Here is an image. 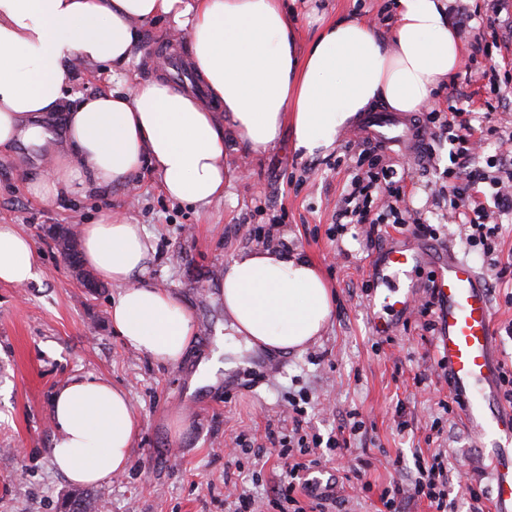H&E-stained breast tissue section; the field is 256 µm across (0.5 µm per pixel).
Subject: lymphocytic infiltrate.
<instances>
[{
    "mask_svg": "<svg viewBox=\"0 0 512 512\" xmlns=\"http://www.w3.org/2000/svg\"><path fill=\"white\" fill-rule=\"evenodd\" d=\"M468 114L466 97L453 88L448 93L447 111H429L424 115L426 123L433 128L434 136L447 139L451 146L449 160L452 167L448 174L452 177L457 174V164L469 160L473 154L472 125ZM361 151L367 155L370 169L352 181L350 191L344 196L340 210L342 221L337 224V231H344L349 222L372 227L409 223L413 215L410 208L402 204L397 169L389 164L379 147L366 142ZM498 171V176L489 180L493 189V208L474 205L472 191L480 177L471 174L465 183L455 186L448 200V209L451 218L461 220L469 248L480 250L490 268L495 269L497 278L501 279L506 271L501 268L497 256V242L502 237L498 219L512 214V144L500 156ZM347 447V437L325 439L315 433L310 441L298 442L293 448H280L278 454L285 460L286 474L275 485L269 506L277 507L285 501L291 504L293 512H306L296 496V489L307 484L311 455L322 449L339 454ZM413 459L414 470L409 482L394 485L384 492L383 512H401L403 503L422 498L428 500L436 512H448L452 484L448 476L447 455L438 450L427 456L414 454Z\"/></svg>",
    "mask_w": 512,
    "mask_h": 512,
    "instance_id": "1",
    "label": "lymphocytic infiltrate"
}]
</instances>
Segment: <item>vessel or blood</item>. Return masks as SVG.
I'll use <instances>...</instances> for the list:
<instances>
[{"instance_id": "vessel-or-blood-1", "label": "vessel or blood", "mask_w": 512, "mask_h": 512, "mask_svg": "<svg viewBox=\"0 0 512 512\" xmlns=\"http://www.w3.org/2000/svg\"><path fill=\"white\" fill-rule=\"evenodd\" d=\"M364 135L404 150L416 142L413 129L380 113L369 117ZM425 266L433 270L429 287L438 306V360L448 370V386L461 404L473 446L489 451L493 459L486 471L493 512H512V405L498 394L493 308L485 276L453 247H434L399 233L371 264L373 329L380 336L391 334L394 317L405 315L418 294L414 274Z\"/></svg>"}]
</instances>
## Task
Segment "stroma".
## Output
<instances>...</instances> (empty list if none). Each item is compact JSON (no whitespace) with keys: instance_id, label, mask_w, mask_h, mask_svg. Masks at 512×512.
I'll list each match as a JSON object with an SVG mask.
<instances>
[{"instance_id":"35a3bbf8","label":"stroma","mask_w":512,"mask_h":512,"mask_svg":"<svg viewBox=\"0 0 512 512\" xmlns=\"http://www.w3.org/2000/svg\"><path fill=\"white\" fill-rule=\"evenodd\" d=\"M293 19L299 45H307L327 22L356 17L384 36L395 24L394 0H282ZM141 56L125 77L113 78L108 65L72 61L67 67L71 92L93 96L159 75L152 44L185 52L168 21L141 26ZM499 36L502 52L487 56L461 32L464 58L472 63L471 81L459 89L470 97L473 125H480L492 73L512 74V28ZM291 127L279 141L255 153L237 140H224L227 171L223 197L197 210L171 199L152 165H144L121 184L88 185L78 195L43 200L27 182L41 172L27 155L0 159V224H14L32 241L37 279L18 288L0 283V512H63L71 494L93 497L101 512H225L229 482L265 500L282 473L269 435L288 436L290 400L307 399L309 432L338 433L350 411L366 428L350 440L345 456L324 455L313 473L335 483L340 512H380L382 491L404 483L396 457L447 452L451 467L471 473V449L460 414H443L448 381L436 361V337L422 331L415 314L400 319L390 336L376 335L370 320L369 266L388 243L391 225L379 227L375 245L357 228L337 235L340 193L360 168L358 138L341 133L327 154L303 157L292 150ZM433 166L423 169L399 148L387 155L404 173L403 191L423 223L439 225L434 203L437 188H452L447 141H433ZM111 211L142 225L154 255L146 281L179 297L196 330L184 357L165 363L136 351L114 331L109 309L120 288L103 284L83 288L70 271L48 230L53 226L95 223ZM440 227L436 245L455 251L485 272L495 328L512 321V284L496 278L479 253L469 251L455 224ZM299 249L318 265L333 293L332 317L323 334L305 350L271 354L246 347L224 352L231 367L212 385L192 387L199 363L224 351V300L220 284L233 255L257 248ZM424 383H415L418 373ZM93 374L123 388L140 425L128 470L112 480L80 486L53 467L50 448L55 433L51 397L71 377ZM186 413L190 424L174 434L171 420ZM443 435L427 437L434 419ZM246 435L253 453L228 463L225 449ZM369 463L372 484L362 493L345 474L354 458Z\"/></svg>"}]
</instances>
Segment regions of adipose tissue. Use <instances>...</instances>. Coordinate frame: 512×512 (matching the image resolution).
I'll list each match as a JSON object with an SVG mask.
<instances>
[{
    "label": "adipose tissue",
    "instance_id": "adipose-tissue-1",
    "mask_svg": "<svg viewBox=\"0 0 512 512\" xmlns=\"http://www.w3.org/2000/svg\"><path fill=\"white\" fill-rule=\"evenodd\" d=\"M451 2L396 0L390 37L342 19L301 49L281 0H0V158L19 146L41 156L48 173L28 184L41 199L124 182L148 159L169 197L206 207L224 195L225 136L260 151L288 125L294 151L314 156L370 106L406 114L427 105L463 63ZM157 18L184 33L208 100L154 79L71 104L66 62L121 70L140 25ZM80 236L84 263L121 288L111 308L119 336L179 361L194 320L171 291L144 283L152 247L143 227L108 213ZM37 275L31 240L1 224L0 282L21 288ZM221 293L225 336L250 349L297 350L332 313L327 283L298 250L239 253L224 267ZM51 411V458L70 482L94 485L127 470L139 420L123 389L75 377L53 394Z\"/></svg>",
    "mask_w": 512,
    "mask_h": 512
}]
</instances>
